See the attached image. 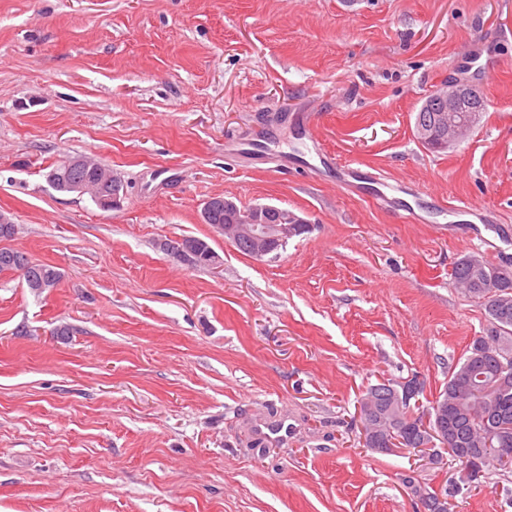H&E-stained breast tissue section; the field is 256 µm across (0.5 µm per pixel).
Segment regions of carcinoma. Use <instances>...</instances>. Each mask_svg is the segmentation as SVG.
Listing matches in <instances>:
<instances>
[{
  "label": "carcinoma",
  "instance_id": "carcinoma-1",
  "mask_svg": "<svg viewBox=\"0 0 512 512\" xmlns=\"http://www.w3.org/2000/svg\"><path fill=\"white\" fill-rule=\"evenodd\" d=\"M45 177L53 189L69 193L93 174L69 158L49 167ZM231 215L232 209L217 202L209 223L228 224ZM12 271L21 272L26 288L38 295L61 277L55 266L0 245V274ZM452 277L465 294L484 304V335L474 339L436 399L421 412L399 407L385 383L371 386L359 406L362 421L375 431V442L368 447L380 453L423 446L426 419L429 428L440 426L452 448L450 456L461 462L460 481L471 487L490 466L512 473V366L506 371L501 366L502 355L512 357V267L469 253L455 261Z\"/></svg>",
  "mask_w": 512,
  "mask_h": 512
}]
</instances>
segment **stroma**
Instances as JSON below:
<instances>
[{
    "label": "stroma",
    "instance_id": "stroma-1",
    "mask_svg": "<svg viewBox=\"0 0 512 512\" xmlns=\"http://www.w3.org/2000/svg\"><path fill=\"white\" fill-rule=\"evenodd\" d=\"M511 20L512 0H0V212L62 274L41 295L0 275V512H424L459 482L449 455L363 448L358 400L414 377L435 400L487 325L454 262L512 264ZM451 77L489 106L434 153L414 119ZM76 154L121 178L118 207L49 186ZM333 157L409 191L338 189ZM219 195L310 230L253 259L202 223ZM185 237L218 263L160 247ZM448 507L512 512V474Z\"/></svg>",
    "mask_w": 512,
    "mask_h": 512
}]
</instances>
